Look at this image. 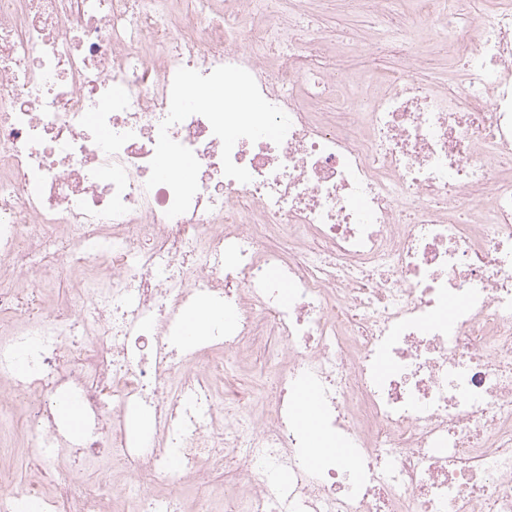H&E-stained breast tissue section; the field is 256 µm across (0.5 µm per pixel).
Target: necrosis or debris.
<instances>
[{
    "mask_svg": "<svg viewBox=\"0 0 512 512\" xmlns=\"http://www.w3.org/2000/svg\"><path fill=\"white\" fill-rule=\"evenodd\" d=\"M314 2L0 0V414L29 410L42 512H175V456L201 487L236 465L224 512H512V5L418 0L359 39L401 48L375 82L337 69ZM426 36L448 82L418 73ZM223 65L291 128L236 143L241 183L205 117L170 127L200 171L167 218L146 181L174 74ZM201 300L231 319L176 353ZM261 322L285 348L257 418L215 380ZM315 431L354 457L309 472Z\"/></svg>",
    "mask_w": 512,
    "mask_h": 512,
    "instance_id": "obj_1",
    "label": "necrosis or debris"
}]
</instances>
